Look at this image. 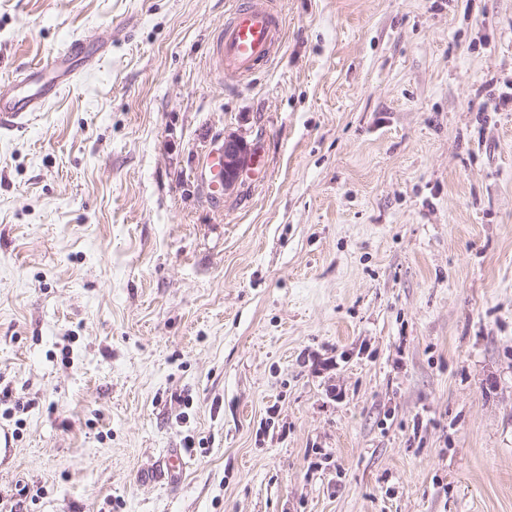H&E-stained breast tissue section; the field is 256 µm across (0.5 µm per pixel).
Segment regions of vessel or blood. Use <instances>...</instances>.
<instances>
[{"label": "vessel or blood", "mask_w": 512, "mask_h": 512, "mask_svg": "<svg viewBox=\"0 0 512 512\" xmlns=\"http://www.w3.org/2000/svg\"><path fill=\"white\" fill-rule=\"evenodd\" d=\"M283 26L277 0H238L224 19L217 43V66L224 76L251 77L280 51ZM80 50L70 43L48 56L33 69L26 88L0 92V129H25L35 112L41 111L52 97L75 76L68 62ZM188 465L178 448L163 449L151 473L158 478L172 477Z\"/></svg>", "instance_id": "obj_1"}]
</instances>
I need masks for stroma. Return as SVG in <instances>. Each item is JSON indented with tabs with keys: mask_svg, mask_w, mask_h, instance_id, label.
Here are the masks:
<instances>
[{
	"mask_svg": "<svg viewBox=\"0 0 512 512\" xmlns=\"http://www.w3.org/2000/svg\"><path fill=\"white\" fill-rule=\"evenodd\" d=\"M234 2L0 0V512H512V0ZM277 0H248L224 18L217 43V66L224 77H251L280 51L283 26ZM80 50L81 47L75 43L65 45L31 71L30 81L24 90L0 92V129H25L34 112H40L62 86L77 76L68 67V62L70 56ZM215 152L221 156L224 191H227L238 181L247 164L246 146L240 139L225 137L224 143ZM188 465L186 456L180 448H165L156 460L153 468L144 474V480L153 478H165V476H175L183 472Z\"/></svg>",
	"mask_w": 512,
	"mask_h": 512,
	"instance_id": "1",
	"label": "stroma"
}]
</instances>
